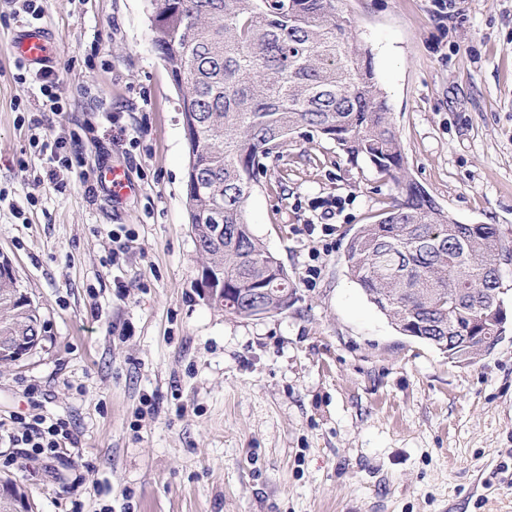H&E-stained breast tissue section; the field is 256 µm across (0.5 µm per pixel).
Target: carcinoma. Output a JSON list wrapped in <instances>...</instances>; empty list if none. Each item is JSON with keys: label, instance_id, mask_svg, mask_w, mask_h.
I'll return each instance as SVG.
<instances>
[{"label": "carcinoma", "instance_id": "obj_1", "mask_svg": "<svg viewBox=\"0 0 512 512\" xmlns=\"http://www.w3.org/2000/svg\"><path fill=\"white\" fill-rule=\"evenodd\" d=\"M340 0H150L154 48L180 93L189 143L186 200L201 268L224 289L228 312L250 290L269 313L288 309V275L250 231L246 206L265 160L308 127L391 177L397 198L347 243L350 276L396 326L448 334L484 320L501 294L500 255L512 250L487 224L457 220L411 179L371 53ZM226 228L212 240L213 225ZM44 320L8 261L0 264V336H43Z\"/></svg>", "mask_w": 512, "mask_h": 512}]
</instances>
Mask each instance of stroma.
<instances>
[{
    "instance_id": "stroma-1",
    "label": "stroma",
    "mask_w": 512,
    "mask_h": 512,
    "mask_svg": "<svg viewBox=\"0 0 512 512\" xmlns=\"http://www.w3.org/2000/svg\"><path fill=\"white\" fill-rule=\"evenodd\" d=\"M373 64L412 178L512 244V0H340ZM0 0V255L45 322L0 365V421L40 414L74 438L48 460L0 430V478L32 512H512V317L468 364L401 335L353 282L349 238L392 181L297 130L248 201L295 290L243 319L207 302L185 181L180 94L149 0H47L60 112L33 106ZM87 139L44 181L32 134ZM134 194L98 192L97 167ZM97 184L111 201L113 198L116 199L128 195L132 190L123 168L111 162L103 163L98 167Z\"/></svg>"
}]
</instances>
